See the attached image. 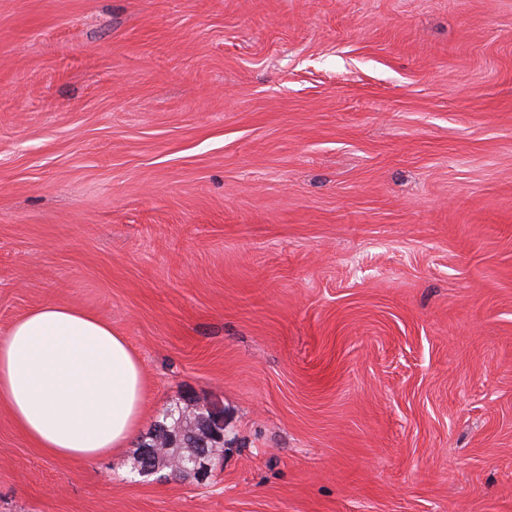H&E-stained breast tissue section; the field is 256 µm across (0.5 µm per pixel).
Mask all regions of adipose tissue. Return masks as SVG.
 Returning <instances> with one entry per match:
<instances>
[{
    "label": "adipose tissue",
    "mask_w": 512,
    "mask_h": 512,
    "mask_svg": "<svg viewBox=\"0 0 512 512\" xmlns=\"http://www.w3.org/2000/svg\"><path fill=\"white\" fill-rule=\"evenodd\" d=\"M144 394L125 337L79 307L43 304L0 337V406L48 456L81 461L124 448Z\"/></svg>",
    "instance_id": "1"
}]
</instances>
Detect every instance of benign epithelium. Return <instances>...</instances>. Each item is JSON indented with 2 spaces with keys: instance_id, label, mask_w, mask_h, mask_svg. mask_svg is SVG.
Returning a JSON list of instances; mask_svg holds the SVG:
<instances>
[{
  "instance_id": "7a95c632",
  "label": "benign epithelium",
  "mask_w": 512,
  "mask_h": 512,
  "mask_svg": "<svg viewBox=\"0 0 512 512\" xmlns=\"http://www.w3.org/2000/svg\"><path fill=\"white\" fill-rule=\"evenodd\" d=\"M199 447L181 448L179 438L166 426L159 427L154 442L141 449L135 471L150 477L168 469L172 475L181 472L203 478L224 455V414L209 406L201 407Z\"/></svg>"
}]
</instances>
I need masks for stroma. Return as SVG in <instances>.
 Segmentation results:
<instances>
[{
	"mask_svg": "<svg viewBox=\"0 0 512 512\" xmlns=\"http://www.w3.org/2000/svg\"><path fill=\"white\" fill-rule=\"evenodd\" d=\"M50 301L144 415L0 409V512H512V0H0V336ZM190 404L223 461L139 477Z\"/></svg>",
	"mask_w": 512,
	"mask_h": 512,
	"instance_id": "1",
	"label": "stroma"
}]
</instances>
